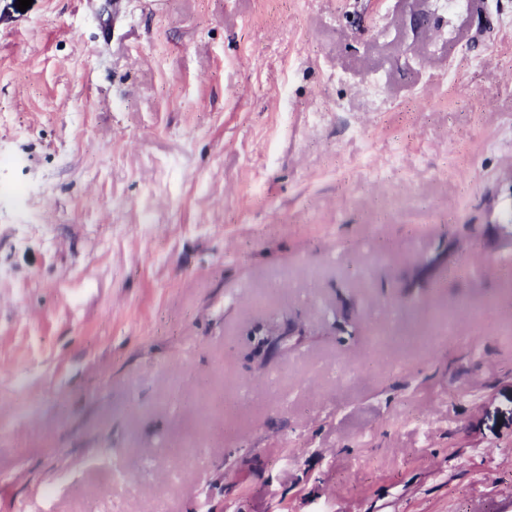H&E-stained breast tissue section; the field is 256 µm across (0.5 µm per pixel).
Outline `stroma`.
<instances>
[{"label":"stroma","mask_w":512,"mask_h":512,"mask_svg":"<svg viewBox=\"0 0 512 512\" xmlns=\"http://www.w3.org/2000/svg\"><path fill=\"white\" fill-rule=\"evenodd\" d=\"M512 0H0V512H512Z\"/></svg>","instance_id":"obj_1"}]
</instances>
